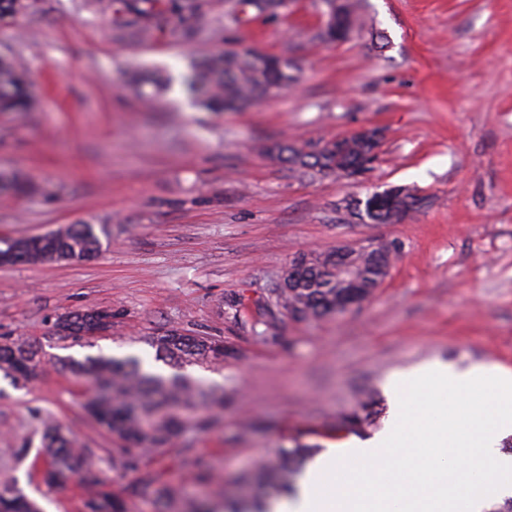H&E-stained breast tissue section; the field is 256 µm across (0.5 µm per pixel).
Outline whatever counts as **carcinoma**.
<instances>
[{"label":"carcinoma","mask_w":512,"mask_h":512,"mask_svg":"<svg viewBox=\"0 0 512 512\" xmlns=\"http://www.w3.org/2000/svg\"><path fill=\"white\" fill-rule=\"evenodd\" d=\"M224 19L241 26L255 18L277 19L288 10V0H222ZM325 21L320 38L326 42L346 41L360 30L356 0H323ZM84 5L104 15L141 40L160 33L184 40L194 39L200 25L217 7L215 0H84ZM40 0H0V22L33 15ZM297 80L296 68L286 58L248 48L214 50L192 61L183 77L187 98L214 112L238 111L260 99L274 95ZM31 76L22 65L0 58V112H30L35 103L28 95ZM170 86L169 77L152 73L134 80L133 87L146 104L152 103ZM376 130L338 138L321 147L308 144L278 143L270 152L293 169L306 175L352 178L370 157L376 143ZM425 199L403 187H392L383 194L346 202L345 209L359 224H390L419 210ZM100 241L90 224H71L36 237L0 240V262L6 265L56 261H83L94 258ZM396 255L389 243L374 250L316 251L303 255L304 265L295 269L297 286L275 293L277 307L304 319L341 315L368 300L383 281ZM94 312H72L61 317L56 328L63 337L75 338L94 324ZM156 360L172 370L165 375L145 366L136 356L116 358L101 355L84 362H69L65 368L75 377L86 379L96 394L85 404L87 414L112 433L119 444L115 466L123 470L137 467L143 450L166 448L177 440L185 427L203 408H223L224 391L184 373L188 366L203 369L224 363V341L215 336L171 330L149 338ZM37 348L20 340L0 342V373L14 384L32 379L41 364ZM367 406L343 416L336 431L358 433L370 425ZM312 448L295 444L279 448L275 462L244 479L253 491L252 501L225 512H265L263 505L291 489L303 461ZM39 454L48 459L46 482L64 484L74 478L87 489V512H129L125 500L105 488L88 468L89 452L53 422L44 424ZM0 512H40L14 482L0 483Z\"/></svg>","instance_id":"carcinoma-1"}]
</instances>
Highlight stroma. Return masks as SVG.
<instances>
[{
	"label": "stroma",
	"mask_w": 512,
	"mask_h": 512,
	"mask_svg": "<svg viewBox=\"0 0 512 512\" xmlns=\"http://www.w3.org/2000/svg\"><path fill=\"white\" fill-rule=\"evenodd\" d=\"M365 32L322 41L321 0H291L275 20L225 28L214 12L199 37L143 41L82 0H41L36 16L0 24V57L32 74L39 103L0 112V172L26 176L0 192V239L93 225L97 259L0 265V338L46 362L18 386L0 376V481L42 512H86L76 481L48 486L38 456L51 419L131 512H222L242 477L275 448L318 455L378 438L390 423L389 378L439 361L512 369V0H360ZM290 59L299 79L242 112H210L171 92L143 108L133 69L182 72L214 49ZM364 129L379 161L356 180L291 170L269 149L313 146ZM391 186L426 206L393 224H359L345 200ZM379 243L398 250L374 295L340 316L300 319L273 289L291 258ZM108 308V337L57 336L73 311ZM178 329L219 336L222 366L192 368L224 390L219 424L190 428L136 471L115 469L111 434L84 410L94 390L62 360L136 355ZM369 404L364 434L337 419ZM172 487L173 504L142 485Z\"/></svg>",
	"instance_id": "obj_1"
}]
</instances>
